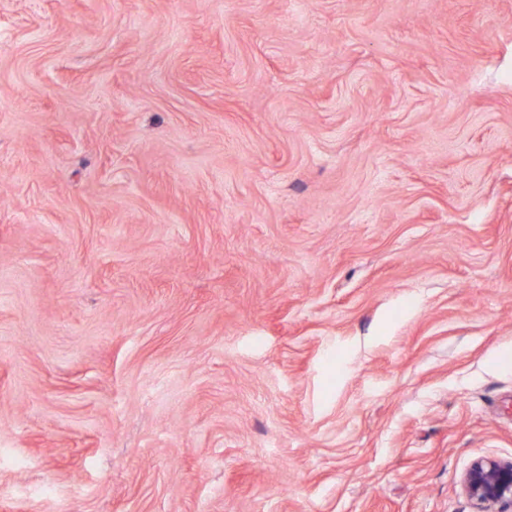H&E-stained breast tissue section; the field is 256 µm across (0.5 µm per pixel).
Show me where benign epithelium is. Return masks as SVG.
I'll use <instances>...</instances> for the list:
<instances>
[{
	"label": "benign epithelium",
	"instance_id": "7a95c632",
	"mask_svg": "<svg viewBox=\"0 0 512 512\" xmlns=\"http://www.w3.org/2000/svg\"><path fill=\"white\" fill-rule=\"evenodd\" d=\"M461 486L475 512H502V506L512 505V460H476L464 474Z\"/></svg>",
	"mask_w": 512,
	"mask_h": 512
}]
</instances>
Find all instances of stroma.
<instances>
[{
  "instance_id": "35a3bbf8",
  "label": "stroma",
  "mask_w": 512,
  "mask_h": 512,
  "mask_svg": "<svg viewBox=\"0 0 512 512\" xmlns=\"http://www.w3.org/2000/svg\"><path fill=\"white\" fill-rule=\"evenodd\" d=\"M512 459V0H0V512H473ZM461 486L475 512H503V505H512V460H476L464 474Z\"/></svg>"
}]
</instances>
